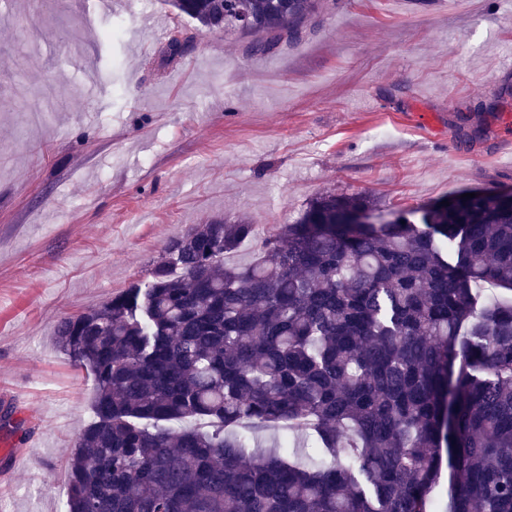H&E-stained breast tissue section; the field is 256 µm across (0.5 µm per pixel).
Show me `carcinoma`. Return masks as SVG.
<instances>
[{
    "mask_svg": "<svg viewBox=\"0 0 512 512\" xmlns=\"http://www.w3.org/2000/svg\"><path fill=\"white\" fill-rule=\"evenodd\" d=\"M207 30L299 39L319 0H171ZM428 204L419 224H352L331 191L225 263L255 227L170 240L147 274L65 317L94 382L66 512H512V199ZM502 291L493 299L481 292ZM268 426L297 436L255 451Z\"/></svg>",
    "mask_w": 512,
    "mask_h": 512,
    "instance_id": "cac0c4a2",
    "label": "carcinoma"
}]
</instances>
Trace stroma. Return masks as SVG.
<instances>
[{
	"instance_id": "obj_1",
	"label": "stroma",
	"mask_w": 512,
	"mask_h": 512,
	"mask_svg": "<svg viewBox=\"0 0 512 512\" xmlns=\"http://www.w3.org/2000/svg\"><path fill=\"white\" fill-rule=\"evenodd\" d=\"M0 23V512H64L94 383L59 320L144 276L166 243L231 216L256 237L325 191L410 211L465 188H512V0H322L299 41L203 31L166 0H11ZM165 16L167 41L113 17ZM98 76L103 92L81 87ZM53 87V121L26 105ZM490 119L460 145L457 114Z\"/></svg>"
}]
</instances>
